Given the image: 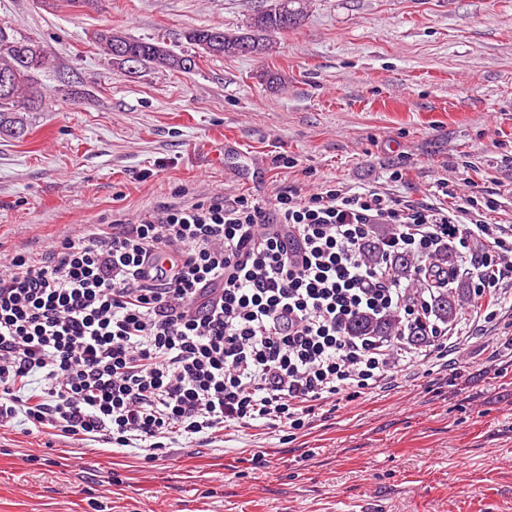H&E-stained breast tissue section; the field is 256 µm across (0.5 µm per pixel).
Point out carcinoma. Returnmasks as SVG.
Segmentation results:
<instances>
[{
    "label": "carcinoma",
    "instance_id": "cac0c4a2",
    "mask_svg": "<svg viewBox=\"0 0 512 512\" xmlns=\"http://www.w3.org/2000/svg\"><path fill=\"white\" fill-rule=\"evenodd\" d=\"M307 7L308 0H270L265 9L250 17L246 31L242 33H226L216 26H200L188 31L186 38L210 57L270 55L274 48L272 34L297 27ZM95 41L121 66L127 55L137 57V66L145 69L187 72L196 65L194 57L173 52L159 39H135L119 31L101 29L96 33ZM47 62L46 50L40 42L19 38L10 27L0 25V77L12 78L11 89L0 92L1 137L17 139L27 134V112L38 102L35 75L46 67ZM394 232L395 227L391 224H380L375 228L374 245L364 251L367 262L374 264L382 260L379 243ZM468 302L473 303L475 299L465 283H458L451 291L440 288L433 295L429 314L449 323ZM395 326L393 315L380 317L363 313L349 322L348 331L354 336L384 338L392 335Z\"/></svg>",
    "mask_w": 512,
    "mask_h": 512
}]
</instances>
